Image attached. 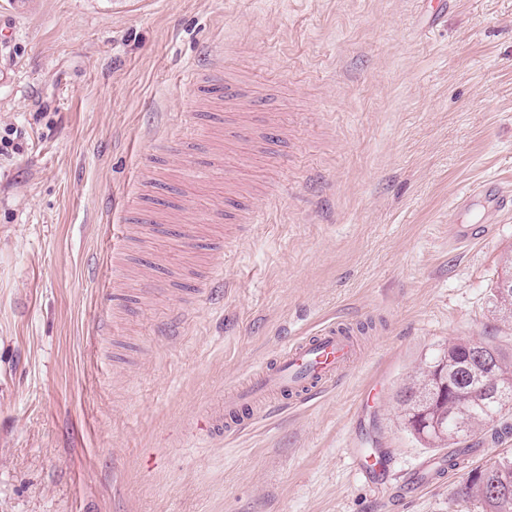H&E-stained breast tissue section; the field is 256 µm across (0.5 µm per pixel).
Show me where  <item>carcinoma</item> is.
Masks as SVG:
<instances>
[{
    "instance_id": "obj_1",
    "label": "carcinoma",
    "mask_w": 512,
    "mask_h": 512,
    "mask_svg": "<svg viewBox=\"0 0 512 512\" xmlns=\"http://www.w3.org/2000/svg\"><path fill=\"white\" fill-rule=\"evenodd\" d=\"M468 343L467 339H457L432 351L399 391L402 395L428 386L435 390L425 408L398 403L399 419L421 447L453 448L442 458L450 468L460 466L467 459L474 447L475 432L480 431L493 441L512 434V423L508 421L512 412V386L504 387V375L512 371V359L499 347L485 344L490 363L454 372L461 376L465 389L477 394L479 401L463 410L443 391L448 377L438 372V365L444 360L452 368L462 364ZM475 473L474 480L465 478L453 488V498L476 506L479 512H512V456L500 457L475 469Z\"/></svg>"
}]
</instances>
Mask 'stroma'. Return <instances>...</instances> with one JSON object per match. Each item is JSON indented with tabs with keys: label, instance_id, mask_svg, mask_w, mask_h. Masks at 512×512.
Segmentation results:
<instances>
[{
	"label": "stroma",
	"instance_id": "obj_1",
	"mask_svg": "<svg viewBox=\"0 0 512 512\" xmlns=\"http://www.w3.org/2000/svg\"><path fill=\"white\" fill-rule=\"evenodd\" d=\"M0 0V512H477L451 498L467 469L414 492L433 457L397 425L394 395L431 347L460 338L512 357L491 292L512 210L481 238L448 226L470 185L512 189V0ZM267 101L280 157L256 139L223 179L181 188L201 147L191 70ZM152 156L155 244L110 225ZM268 207L229 252L199 242L163 267L180 224ZM219 304L193 301L203 262ZM158 267L162 294L128 277ZM364 326L346 382L236 439L187 425L326 319ZM374 448L388 484L350 454ZM203 280L205 281L208 288L205 289L206 299L211 303H216L220 299H223L224 293V274L221 269L216 268H207L205 274L203 275ZM445 471L441 469V466L438 465V459L435 458L422 463L417 469L403 474L401 484L409 489L416 487V483L425 479H429V482L433 483L435 480L430 479L440 477Z\"/></svg>",
	"mask_w": 512,
	"mask_h": 512
}]
</instances>
